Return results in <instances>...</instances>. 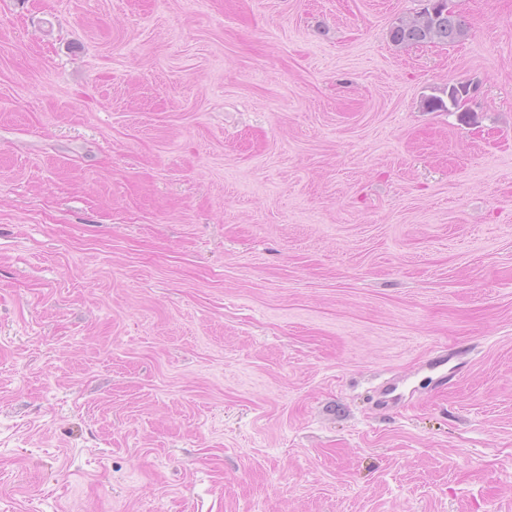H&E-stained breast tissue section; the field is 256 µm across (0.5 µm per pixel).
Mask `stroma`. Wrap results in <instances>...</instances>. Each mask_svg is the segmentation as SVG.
Returning a JSON list of instances; mask_svg holds the SVG:
<instances>
[{
  "label": "stroma",
  "instance_id": "stroma-1",
  "mask_svg": "<svg viewBox=\"0 0 512 512\" xmlns=\"http://www.w3.org/2000/svg\"><path fill=\"white\" fill-rule=\"evenodd\" d=\"M424 6L0 0V512H512V0ZM449 8L440 10L429 22L419 19H400L391 30V39L397 44L408 43H456L466 35L463 21Z\"/></svg>",
  "mask_w": 512,
  "mask_h": 512
}]
</instances>
